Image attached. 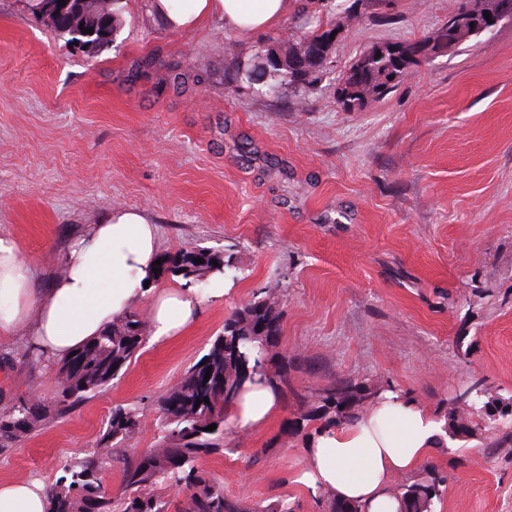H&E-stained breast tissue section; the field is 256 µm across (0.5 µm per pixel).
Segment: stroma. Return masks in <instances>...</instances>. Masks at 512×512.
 <instances>
[{
	"instance_id": "stroma-1",
	"label": "stroma",
	"mask_w": 512,
	"mask_h": 512,
	"mask_svg": "<svg viewBox=\"0 0 512 512\" xmlns=\"http://www.w3.org/2000/svg\"><path fill=\"white\" fill-rule=\"evenodd\" d=\"M121 26L93 57L43 25L29 0H0V234L14 237L38 287L85 229L115 208L157 228L160 253L208 247L236 268L231 289L169 342L145 343L108 388L0 452V482L52 483L96 446L113 406L136 403L132 450L158 436L155 403L206 353L253 293L278 296L269 354L287 362L284 408L231 430L237 453L200 465L244 504L286 498L323 512L295 483L304 444L288 433L298 392L345 376L390 382L431 411L482 380L512 394V24L414 66L384 99L345 111L336 78L376 43L416 41L453 0H335L336 55L306 91L283 97L224 72L256 61L269 34L214 19L172 32L150 0H120ZM151 57L203 70L177 92ZM0 344V411L57 370ZM272 447L247 463L246 453ZM448 475L439 512H512V447L476 434L430 459Z\"/></svg>"
}]
</instances>
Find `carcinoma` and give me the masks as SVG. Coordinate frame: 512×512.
<instances>
[{
	"label": "carcinoma",
	"instance_id": "1",
	"mask_svg": "<svg viewBox=\"0 0 512 512\" xmlns=\"http://www.w3.org/2000/svg\"><path fill=\"white\" fill-rule=\"evenodd\" d=\"M500 0H454L448 20L432 35L401 45L393 56L389 44H375L361 52L338 76L337 99L345 110L356 112L371 99H383L409 73L417 58L448 50L474 34V26L485 20L484 12L495 15ZM119 0H82L76 10L67 9L50 27L60 35L83 26L94 29L95 39L110 43L116 35ZM337 30L333 20L319 21L306 31L294 25L293 33L269 39L259 62L251 68L236 66L227 74L226 86L232 90L241 79L261 82L272 91L298 93L318 80L331 62L335 43L324 50L318 45ZM135 67H156L164 71L165 82L184 90L189 81L201 82L178 63L165 64L142 58ZM202 262H196V259ZM229 263L224 254L208 248L181 249L161 256L158 276L171 274L188 282H204L212 274H224ZM282 310L279 301L266 292L253 296L224 322V331L215 337L203 358L190 366L163 396L156 401L160 436L146 449V455H132L127 443L140 432L141 409L136 404H118L112 408L96 449L76 457L63 467L64 475L46 487V512H112V498L101 492L100 474L106 469L120 473L122 512H170L171 501L160 490L183 489L187 495L176 505V512H295L286 498L246 507L224 493V485L196 461L202 452L224 448V410L244 383L259 376L273 386H288V363L269 368L272 342L261 329L279 331ZM147 339V322L136 310L107 325L76 355L58 363V396L47 406L42 402L26 407L31 396H22L8 410L0 412V451L22 441L40 422L62 417L85 400L106 389L122 369L128 366ZM209 380H204L205 374ZM391 389L388 384L371 385L344 377L319 389L296 392L298 411L287 421L288 429L309 441L315 432L310 425L353 422ZM471 391L465 400L467 409L445 411L446 431L452 440L467 438L481 429L490 435L489 446L512 444V432L504 430L512 416V397L475 381L463 388ZM202 403H197V400ZM209 403H204V400ZM480 422H475L473 416ZM215 424L213 431L206 427ZM447 475L428 467L418 476L406 478L393 488L401 503V512H436L446 490Z\"/></svg>",
	"mask_w": 512,
	"mask_h": 512
}]
</instances>
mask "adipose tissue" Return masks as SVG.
Listing matches in <instances>:
<instances>
[{
  "instance_id": "obj_1",
  "label": "adipose tissue",
  "mask_w": 512,
  "mask_h": 512,
  "mask_svg": "<svg viewBox=\"0 0 512 512\" xmlns=\"http://www.w3.org/2000/svg\"><path fill=\"white\" fill-rule=\"evenodd\" d=\"M173 32L191 30L217 17L225 28L253 34L273 28L300 0H151ZM155 225L134 210H117L90 225L68 249L63 271L50 288H37L33 267L18 241L0 235V342H20L45 363H58L121 319L136 304L149 306L151 340L183 334L204 303L223 301L224 277L208 286L157 287ZM283 408L279 390L263 380L245 383L226 410L235 429L258 430ZM441 423L434 413L393 392L363 419L322 428L305 451L295 481L311 497L324 494L360 504L364 512H399L394 477L412 474L441 449ZM46 492L36 479L0 484V512H45Z\"/></svg>"
}]
</instances>
